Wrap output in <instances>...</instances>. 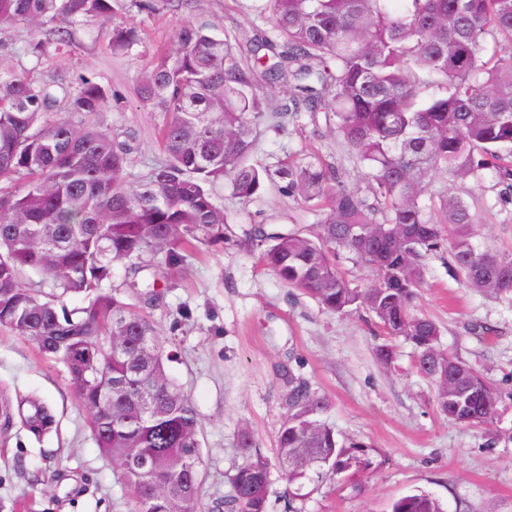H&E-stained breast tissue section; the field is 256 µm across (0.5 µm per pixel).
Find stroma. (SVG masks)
Returning a JSON list of instances; mask_svg holds the SVG:
<instances>
[{"instance_id":"35a3bbf8","label":"stroma","mask_w":512,"mask_h":512,"mask_svg":"<svg viewBox=\"0 0 512 512\" xmlns=\"http://www.w3.org/2000/svg\"><path fill=\"white\" fill-rule=\"evenodd\" d=\"M259 3L197 0L191 13L169 0H157L153 12L132 6L112 19L139 32L127 53L112 55L107 36L90 22L67 51L43 58L37 73L70 80L84 75L111 85L109 106L89 120L129 144L128 181L135 187L162 157L159 129L165 119L137 98L138 76L158 49L175 50L185 23L204 21L230 37L269 28L268 18L256 13ZM310 154L336 167L349 185L364 188L349 147L329 126H312L308 117L269 127L255 151L269 165ZM217 196L232 239L197 247L173 269L140 274L162 293L153 315L175 352L168 370L190 394L201 422L204 512H217L224 474L241 461V430H249L268 460H275L286 364L326 394L327 420L337 439L363 446L369 461L345 483L307 484L301 512H390L393 500L420 492L438 499L445 512H512V302L468 288L450 266L449 248L425 258L417 312L439 324L450 357L490 378L501 395L491 425L448 420L438 412L436 391L417 371L409 344L390 340L365 309L347 315L322 309L288 288L247 247L252 225L309 227L317 221L313 211L274 187L249 202L224 188ZM464 198L475 217L472 243L512 252V182L502 183L488 170L481 180L467 181ZM389 342L396 354L384 365L375 350ZM20 393L35 394L53 409L57 428L43 441L20 424ZM90 415L72 391L63 362L0 331V512H129L133 491L100 454Z\"/></svg>"}]
</instances>
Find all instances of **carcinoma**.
<instances>
[{
	"mask_svg": "<svg viewBox=\"0 0 512 512\" xmlns=\"http://www.w3.org/2000/svg\"><path fill=\"white\" fill-rule=\"evenodd\" d=\"M128 0H0V25L40 32L21 51L0 46V328L33 342L67 367L69 383L91 410L89 428L134 492L131 512H197L202 482L201 424L190 396L170 375L171 353L156 325L108 285L112 265L128 268L125 287L138 304L158 305L151 266L175 267L182 252L232 236L214 190L242 201L267 183L313 204L314 230L256 224L248 244L288 287L341 315L367 309L392 338L416 353V369L436 389L448 419L488 425L500 401L495 385L440 347L441 331L414 309L423 258L449 244L452 267L470 288L512 301V254L478 250L470 205L447 192L422 203L430 181L480 179L492 168L512 180V0H267L271 28L236 46L210 27L187 23L173 53L160 54L137 83V97L166 114L163 158L135 188L128 150L110 130L83 120L112 99L88 77L77 86L39 78L49 48L70 47L77 28L124 12ZM138 40L112 28V54ZM493 48H488V42ZM281 86L278 104L260 96ZM440 94L427 95L432 87ZM317 114L367 170L362 191L317 158L268 167L253 160L267 113ZM345 250L375 279L351 288L336 268ZM49 289L23 284L28 272ZM82 296L70 310L64 300ZM285 413L277 462L294 491L368 466L356 446L338 441L324 419L325 395L291 368L281 373ZM22 420L38 440L54 428L48 404L19 397ZM242 463L226 475L220 512H271V465L249 430L238 436ZM391 512H445L425 493L396 500Z\"/></svg>",
	"mask_w": 512,
	"mask_h": 512,
	"instance_id": "carcinoma-1",
	"label": "carcinoma"
}]
</instances>
